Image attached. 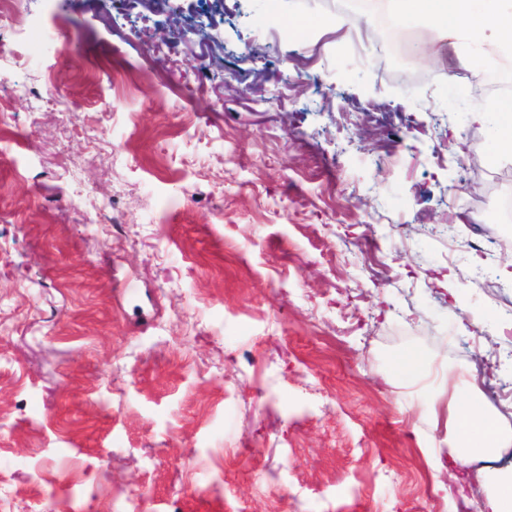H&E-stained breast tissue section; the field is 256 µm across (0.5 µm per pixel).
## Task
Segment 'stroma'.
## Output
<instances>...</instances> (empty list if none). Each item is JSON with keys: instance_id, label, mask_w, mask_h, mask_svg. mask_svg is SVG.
<instances>
[{"instance_id": "1", "label": "stroma", "mask_w": 512, "mask_h": 512, "mask_svg": "<svg viewBox=\"0 0 512 512\" xmlns=\"http://www.w3.org/2000/svg\"><path fill=\"white\" fill-rule=\"evenodd\" d=\"M255 6L20 4L31 39L0 57L8 512H481L512 470L452 465L432 389L395 367L475 378L512 438V248L458 198L497 126L445 109L478 68L406 17L408 91L342 0Z\"/></svg>"}]
</instances>
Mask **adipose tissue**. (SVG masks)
Here are the masks:
<instances>
[{
	"label": "adipose tissue",
	"mask_w": 512,
	"mask_h": 512,
	"mask_svg": "<svg viewBox=\"0 0 512 512\" xmlns=\"http://www.w3.org/2000/svg\"><path fill=\"white\" fill-rule=\"evenodd\" d=\"M410 16L438 21L459 42L464 60L473 51L489 46L512 48V0H401ZM476 385L464 382L450 387L444 408H431L432 416H445L451 452L459 465L489 459L500 434L496 417L480 402Z\"/></svg>",
	"instance_id": "obj_1"
}]
</instances>
